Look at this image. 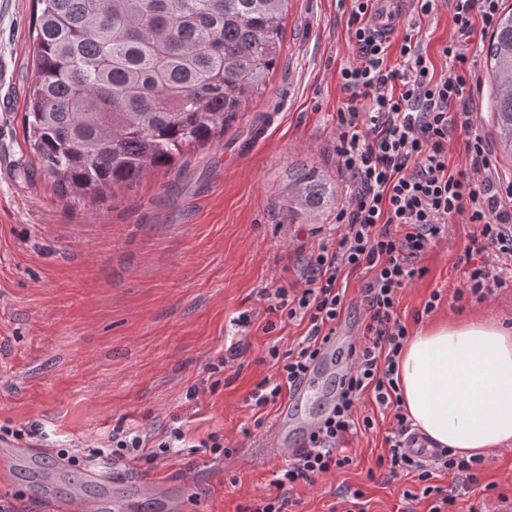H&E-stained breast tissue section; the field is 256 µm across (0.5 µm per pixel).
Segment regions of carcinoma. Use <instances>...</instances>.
<instances>
[{"label": "carcinoma", "instance_id": "1", "mask_svg": "<svg viewBox=\"0 0 512 512\" xmlns=\"http://www.w3.org/2000/svg\"><path fill=\"white\" fill-rule=\"evenodd\" d=\"M27 136L62 195L104 196L233 128L265 87L289 0H35ZM496 144L512 139V8L488 53ZM296 212L336 202L315 167L288 169Z\"/></svg>", "mask_w": 512, "mask_h": 512}]
</instances>
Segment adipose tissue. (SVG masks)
I'll list each match as a JSON object with an SVG mask.
<instances>
[{
  "mask_svg": "<svg viewBox=\"0 0 512 512\" xmlns=\"http://www.w3.org/2000/svg\"><path fill=\"white\" fill-rule=\"evenodd\" d=\"M398 384L435 446L468 458L512 445V328L483 317L421 327L403 347Z\"/></svg>",
  "mask_w": 512,
  "mask_h": 512,
  "instance_id": "1",
  "label": "adipose tissue"
}]
</instances>
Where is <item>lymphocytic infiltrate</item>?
Returning <instances> with one entry per match:
<instances>
[{
	"mask_svg": "<svg viewBox=\"0 0 512 512\" xmlns=\"http://www.w3.org/2000/svg\"><path fill=\"white\" fill-rule=\"evenodd\" d=\"M347 35L356 58L344 63L339 80L349 98L336 112V157L349 181L348 199L336 214L342 232L334 242L320 244L307 262L304 288L278 287L267 294L269 313L281 322H306L305 336L288 350L267 349L275 379H262L246 403L260 410L278 403L284 389H296L310 364L320 355L328 336L335 333L348 311L343 273L358 272L365 318L363 332L348 350L350 364L336 387L333 407L306 433L304 443L277 470L276 494L253 501L242 512H287L295 505L294 490L314 484L349 465L345 452L350 436L372 429L374 419L361 414L364 393H372L381 410L392 413L386 436L388 450L377 459L390 477L415 475L423 496H435L430 512H449L458 490L476 483L475 465L481 457L465 459L439 448L425 462L406 450L414 428L401 407L397 365L408 330L398 313L401 291L424 273L418 261L438 241L447 224L462 217L475 224L476 233L464 250L469 264L463 290L485 300L493 287L503 286L490 269L497 261L512 270V181H501L484 138L474 134V109L469 102L478 83L475 72L457 42L442 48L452 61L449 73L435 76L421 41L404 34L398 46L378 36L368 16L372 0H350ZM452 21L460 35L475 26L492 29L500 0H449ZM401 62L391 65L390 48ZM461 110H454V103ZM467 131L468 163L448 165L452 131ZM188 443L181 428L165 438L116 430L112 445L95 449L98 458L119 463L128 459L156 460L175 444ZM455 477L453 488L435 485L438 473Z\"/></svg>",
	"mask_w": 512,
	"mask_h": 512,
	"instance_id": "lymphocytic-infiltrate-1",
	"label": "lymphocytic infiltrate"
}]
</instances>
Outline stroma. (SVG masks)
<instances>
[{"label":"stroma","instance_id":"1","mask_svg":"<svg viewBox=\"0 0 512 512\" xmlns=\"http://www.w3.org/2000/svg\"><path fill=\"white\" fill-rule=\"evenodd\" d=\"M349 7V0H290L278 61L240 124L264 112L276 119L241 165L225 167L219 139L133 188L64 198L23 130L37 6L0 0V426L36 422L46 433L28 446L41 468L11 461L0 471V499L17 512H52L78 486L89 500L101 499L113 469L85 456L107 445L119 425L156 438L176 425L196 440L216 432L231 450L217 460L174 448L152 463L123 461L115 470L128 480L145 476L172 492L167 502L135 495L133 512H238L274 493L273 473L284 460L269 457L263 443L280 408L257 412L245 399L273 373L268 346L285 349L305 334L299 323L267 312L266 290L302 287L307 256L341 232L335 211L317 218L289 212L288 169L316 166L335 180L338 195L346 193L334 148L336 111L347 100L339 69L355 55L346 36ZM409 29L436 73L449 72L441 48L454 35L450 9L400 22L392 41ZM488 40L478 29L465 40L479 79L476 130L486 137ZM473 231L456 220L422 257L425 272L398 306L409 331L476 315L512 326V284L483 302L455 296L466 275L458 258ZM435 290L442 303L423 314ZM243 313L249 326L237 323ZM232 346L240 358L213 378L208 364ZM389 427L381 419L350 437V465L297 487L300 512H330L345 488L363 491L366 512H429L432 501L414 477L389 479L375 467ZM62 448L78 462L58 458ZM476 474L456 512H469L490 482L512 500V449L488 457Z\"/></svg>","mask_w":512,"mask_h":512}]
</instances>
